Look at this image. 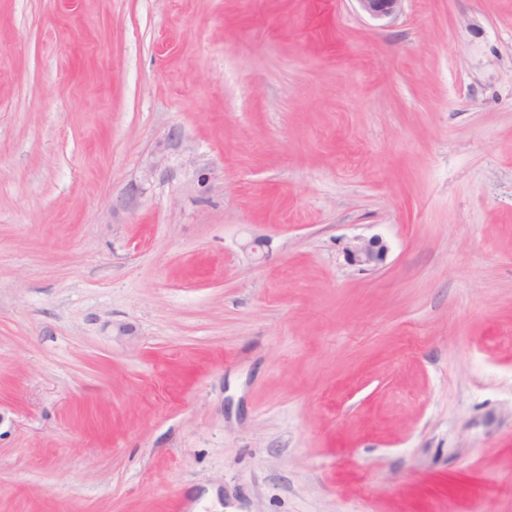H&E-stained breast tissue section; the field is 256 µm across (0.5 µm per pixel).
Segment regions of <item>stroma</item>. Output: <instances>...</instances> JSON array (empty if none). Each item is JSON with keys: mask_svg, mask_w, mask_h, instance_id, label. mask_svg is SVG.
Here are the masks:
<instances>
[{"mask_svg": "<svg viewBox=\"0 0 512 512\" xmlns=\"http://www.w3.org/2000/svg\"><path fill=\"white\" fill-rule=\"evenodd\" d=\"M0 512H512V0H0ZM361 10L370 18L384 20L396 17L405 0H357ZM343 250L349 265L359 270H375L383 264L389 249L381 237L354 236Z\"/></svg>", "mask_w": 512, "mask_h": 512, "instance_id": "obj_1", "label": "stroma"}]
</instances>
